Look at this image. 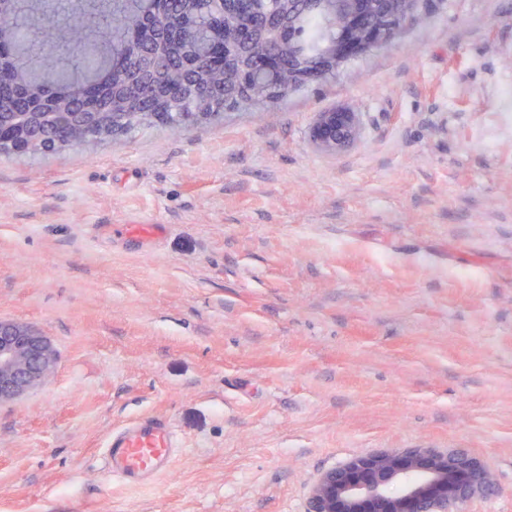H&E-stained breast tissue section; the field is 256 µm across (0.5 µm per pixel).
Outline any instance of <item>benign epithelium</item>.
Wrapping results in <instances>:
<instances>
[{
  "mask_svg": "<svg viewBox=\"0 0 512 512\" xmlns=\"http://www.w3.org/2000/svg\"><path fill=\"white\" fill-rule=\"evenodd\" d=\"M403 27L393 18L371 42L344 35L336 66L384 47ZM357 130L356 113L321 112L311 138L320 148L339 151L355 140ZM120 134L99 102L89 100L82 112H26L0 122V155L51 152ZM56 360L51 341L38 329L0 319V402L41 383ZM489 488L485 468L463 451L372 452L324 472L311 492L307 512H457Z\"/></svg>",
  "mask_w": 512,
  "mask_h": 512,
  "instance_id": "1",
  "label": "benign epithelium"
}]
</instances>
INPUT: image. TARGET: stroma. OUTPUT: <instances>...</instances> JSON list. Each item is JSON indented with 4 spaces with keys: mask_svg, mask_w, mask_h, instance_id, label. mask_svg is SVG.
I'll return each mask as SVG.
<instances>
[{
    "mask_svg": "<svg viewBox=\"0 0 512 512\" xmlns=\"http://www.w3.org/2000/svg\"><path fill=\"white\" fill-rule=\"evenodd\" d=\"M0 318L57 352L0 403V512H307L407 448L474 455L463 512H512V0H429L271 112L0 156ZM141 414L183 450L129 487L101 452ZM400 17L401 16L391 19L387 26L379 33L377 38L371 42H358L351 39L350 35L346 33L343 36V41L340 44L338 51L336 52V69H338L346 59L361 57L388 44L396 37V35L399 34L406 22L409 20L408 17L405 22L398 24L397 18ZM336 69L328 71L319 82L336 76ZM358 130L355 112L331 111L319 113L312 128V141L320 148L339 151L348 147Z\"/></svg>",
    "mask_w": 512,
    "mask_h": 512,
    "instance_id": "obj_1",
    "label": "stroma"
}]
</instances>
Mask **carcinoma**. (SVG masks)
<instances>
[{"instance_id":"cac0c4a2","label":"carcinoma","mask_w":512,"mask_h":512,"mask_svg":"<svg viewBox=\"0 0 512 512\" xmlns=\"http://www.w3.org/2000/svg\"><path fill=\"white\" fill-rule=\"evenodd\" d=\"M277 5L287 17L279 37L270 46L260 39L253 44L258 56L268 50L275 53L278 63L273 70L231 64L218 70L205 63L222 29L231 34ZM83 9L94 22L62 23L54 12L44 9L41 0H0V29L12 31V42L0 52V64L10 67L9 79L0 85V112L13 111L26 97L69 108L77 92L95 86L106 72L111 73L113 86L124 85L135 65L132 50L145 20L176 47V54L163 61V93L175 104L161 123L180 125L182 113L252 112L260 106L270 111L297 91L290 84V72L300 57L314 59L336 46L348 14L357 11L372 23L403 11V4L402 0H322L321 8L314 9L309 0H241L239 12L228 16L224 15V0H157L144 16L140 0H91ZM28 19L51 32L64 47V58L54 66L43 63L42 51L29 40ZM189 83L208 91V98L191 97L185 92ZM101 99L112 113L155 111L150 102L135 109L107 92Z\"/></svg>"}]
</instances>
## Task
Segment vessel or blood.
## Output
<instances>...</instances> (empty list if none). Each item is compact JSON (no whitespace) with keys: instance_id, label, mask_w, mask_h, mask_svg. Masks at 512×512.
<instances>
[{"instance_id":"obj_1","label":"vessel or blood","mask_w":512,"mask_h":512,"mask_svg":"<svg viewBox=\"0 0 512 512\" xmlns=\"http://www.w3.org/2000/svg\"><path fill=\"white\" fill-rule=\"evenodd\" d=\"M181 451L167 418L145 415L112 431L102 453L110 476L131 486H144L169 471Z\"/></svg>"}]
</instances>
